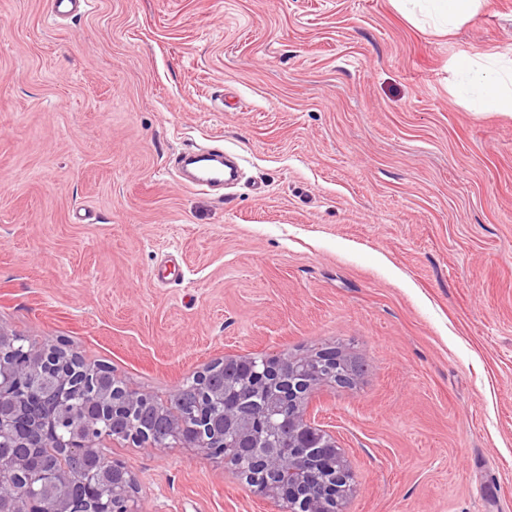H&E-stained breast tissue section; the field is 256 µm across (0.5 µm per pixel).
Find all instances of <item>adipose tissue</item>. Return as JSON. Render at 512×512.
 <instances>
[{
	"label": "adipose tissue",
	"instance_id": "obj_1",
	"mask_svg": "<svg viewBox=\"0 0 512 512\" xmlns=\"http://www.w3.org/2000/svg\"><path fill=\"white\" fill-rule=\"evenodd\" d=\"M458 66L466 76L468 90L478 94L484 110L512 112V64L470 55L459 59Z\"/></svg>",
	"mask_w": 512,
	"mask_h": 512
}]
</instances>
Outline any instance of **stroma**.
<instances>
[{
    "mask_svg": "<svg viewBox=\"0 0 512 512\" xmlns=\"http://www.w3.org/2000/svg\"><path fill=\"white\" fill-rule=\"evenodd\" d=\"M512 0H0V326L156 400L227 355L335 349L344 512H512V116L458 97ZM229 148L238 185L174 153ZM140 512H271L192 448L104 441ZM419 1L430 2L432 12L444 19L448 25L444 32L477 14L487 3V0H395V3L408 15H414ZM216 169L218 170L217 174L209 176L201 174L189 183L198 188H212L233 182L237 177V167L229 164L226 158L224 159V167H217Z\"/></svg>",
    "mask_w": 512,
    "mask_h": 512,
    "instance_id": "stroma-1",
    "label": "stroma"
}]
</instances>
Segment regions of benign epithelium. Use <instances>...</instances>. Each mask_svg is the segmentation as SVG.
I'll use <instances>...</instances> for the list:
<instances>
[{
  "label": "benign epithelium",
  "mask_w": 512,
  "mask_h": 512,
  "mask_svg": "<svg viewBox=\"0 0 512 512\" xmlns=\"http://www.w3.org/2000/svg\"><path fill=\"white\" fill-rule=\"evenodd\" d=\"M357 378L356 365L338 351L226 356L197 372L201 399L183 412L182 385L158 401L61 345L24 348L0 326V512H20L26 497L47 502L49 512H77L59 492L64 486L86 491L87 512H138L135 476L102 453L106 439L221 456L257 497L286 503L288 512H331L332 503L340 509L352 473L310 405L325 384L350 388ZM146 410L162 419L159 428L126 419Z\"/></svg>",
  "instance_id": "1"
}]
</instances>
